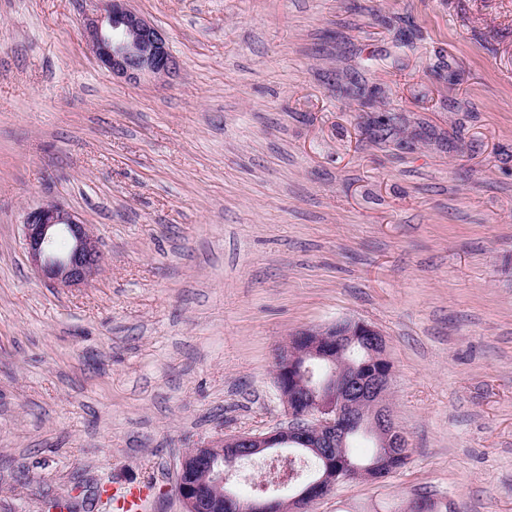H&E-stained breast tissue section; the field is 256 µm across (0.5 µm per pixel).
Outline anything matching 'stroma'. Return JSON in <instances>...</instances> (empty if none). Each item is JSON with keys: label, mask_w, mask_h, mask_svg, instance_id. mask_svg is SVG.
Listing matches in <instances>:
<instances>
[{"label": "stroma", "mask_w": 512, "mask_h": 512, "mask_svg": "<svg viewBox=\"0 0 512 512\" xmlns=\"http://www.w3.org/2000/svg\"><path fill=\"white\" fill-rule=\"evenodd\" d=\"M130 5L174 76L112 75L91 0H0V512H183L181 452L284 425L277 348L340 319L384 335L410 457L312 512H512V0ZM52 200L85 286L23 249ZM23 246L31 267L42 279L56 286L75 288L88 284L103 266L97 238L80 215L58 201L26 210ZM64 240L66 250L57 244ZM149 489L146 487H129L118 492L113 491L115 506L123 509V512H142L144 502L148 497Z\"/></svg>", "instance_id": "1"}]
</instances>
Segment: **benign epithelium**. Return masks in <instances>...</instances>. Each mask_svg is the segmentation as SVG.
Masks as SVG:
<instances>
[{
    "label": "benign epithelium",
    "mask_w": 512,
    "mask_h": 512,
    "mask_svg": "<svg viewBox=\"0 0 512 512\" xmlns=\"http://www.w3.org/2000/svg\"><path fill=\"white\" fill-rule=\"evenodd\" d=\"M129 0H109L107 12L85 19L91 50L112 73L130 81L148 76L166 78L176 70L165 37ZM23 246L31 267L42 279L75 288L88 284L103 266L97 238L80 215L64 204L44 203L25 212ZM368 345L369 357L360 374L338 363V355L359 343ZM326 375L309 380L315 366ZM392 364L383 335L359 320L341 319L295 332L275 357L274 382L288 415L286 425L269 432L224 435L182 453L174 488L184 512H307L310 504L328 496L340 483L333 467L336 449L344 448L352 433L362 428L378 448L404 447V434L390 407L379 403L392 381ZM300 445L322 465L303 483H283L288 499L276 495L242 499L231 487L230 465Z\"/></svg>",
    "instance_id": "1"
}]
</instances>
